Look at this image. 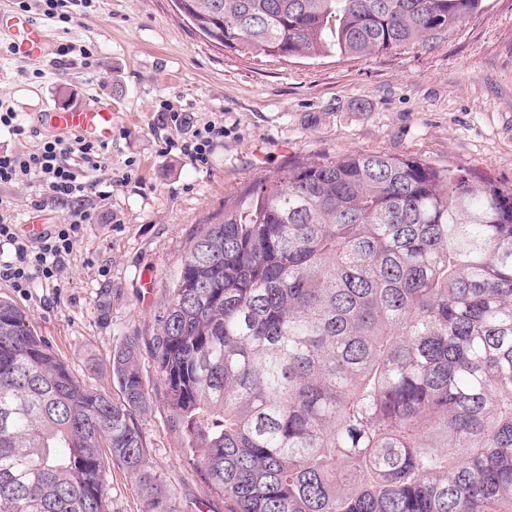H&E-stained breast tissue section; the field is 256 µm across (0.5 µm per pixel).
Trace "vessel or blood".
Returning a JSON list of instances; mask_svg holds the SVG:
<instances>
[{
  "label": "vessel or blood",
  "mask_w": 512,
  "mask_h": 512,
  "mask_svg": "<svg viewBox=\"0 0 512 512\" xmlns=\"http://www.w3.org/2000/svg\"><path fill=\"white\" fill-rule=\"evenodd\" d=\"M2 41L7 43L15 58L36 59L48 48L49 31L32 16L14 12L5 21H0V42ZM45 121L59 132H73L102 145L112 142L114 112L108 102L54 107L46 112Z\"/></svg>",
  "instance_id": "vessel-or-blood-1"
}]
</instances>
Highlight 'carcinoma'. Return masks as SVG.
<instances>
[{
    "instance_id": "obj_1",
    "label": "carcinoma",
    "mask_w": 512,
    "mask_h": 512,
    "mask_svg": "<svg viewBox=\"0 0 512 512\" xmlns=\"http://www.w3.org/2000/svg\"><path fill=\"white\" fill-rule=\"evenodd\" d=\"M241 55L428 46L484 0H175ZM153 358L225 512H512V189L365 152L264 178L197 236ZM116 401L0 300V512H106L101 449L145 512L134 337Z\"/></svg>"
}]
</instances>
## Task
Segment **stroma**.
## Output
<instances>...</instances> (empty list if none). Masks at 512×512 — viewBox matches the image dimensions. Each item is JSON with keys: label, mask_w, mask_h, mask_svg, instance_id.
<instances>
[{"label": "stroma", "mask_w": 512, "mask_h": 512, "mask_svg": "<svg viewBox=\"0 0 512 512\" xmlns=\"http://www.w3.org/2000/svg\"><path fill=\"white\" fill-rule=\"evenodd\" d=\"M46 0H0L46 25L44 62L9 59L0 42V113L25 135L0 132V152L53 138L51 107L107 98L116 110L107 166L86 192L90 222L59 289L21 296L0 281L54 353L87 384L120 398L112 354L138 339L148 406L137 415L149 465L182 512H224L171 432L151 351L174 272L194 238L266 175L361 152L462 167L512 188V0L482 11L429 48L369 59L241 57L213 45L173 0H70V21ZM180 121H172V113ZM223 126L207 163L179 143ZM107 512H143L135 479L105 463Z\"/></svg>", "instance_id": "1"}]
</instances>
